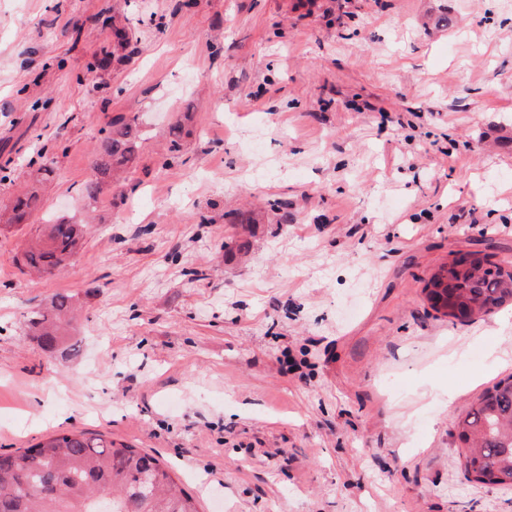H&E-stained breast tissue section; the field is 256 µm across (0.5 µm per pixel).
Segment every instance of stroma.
Masks as SVG:
<instances>
[{
  "instance_id": "1",
  "label": "stroma",
  "mask_w": 512,
  "mask_h": 512,
  "mask_svg": "<svg viewBox=\"0 0 512 512\" xmlns=\"http://www.w3.org/2000/svg\"><path fill=\"white\" fill-rule=\"evenodd\" d=\"M118 118L137 157L87 199ZM43 167L0 229V452L100 433L199 512H512L454 428L512 373V309L453 324L423 291L512 262V0H0V210ZM57 219L82 249L22 271ZM75 309L72 296L57 294L50 305L42 311H37L29 320V336L43 349H52L67 335L70 319L68 314Z\"/></svg>"
}]
</instances>
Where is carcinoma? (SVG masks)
I'll use <instances>...</instances> for the list:
<instances>
[{
	"mask_svg": "<svg viewBox=\"0 0 512 512\" xmlns=\"http://www.w3.org/2000/svg\"><path fill=\"white\" fill-rule=\"evenodd\" d=\"M135 148L132 126L120 119L112 122L84 194L95 198L103 192L114 172L132 161ZM37 202L35 194L15 197L10 222H23ZM81 239L82 225L60 219L23 252V265L61 269L77 253ZM424 291L431 308L454 323L459 320L455 309L473 318L512 303V274L488 254L461 253L431 277ZM74 309L71 296H54L29 320V335L44 349L56 347ZM454 427L464 444L467 479L512 487V375L484 390ZM103 495L112 497L111 512H198L195 499L158 459L101 434H52L0 454V512H100Z\"/></svg>",
	"mask_w": 512,
	"mask_h": 512,
	"instance_id": "carcinoma-1",
	"label": "carcinoma"
}]
</instances>
